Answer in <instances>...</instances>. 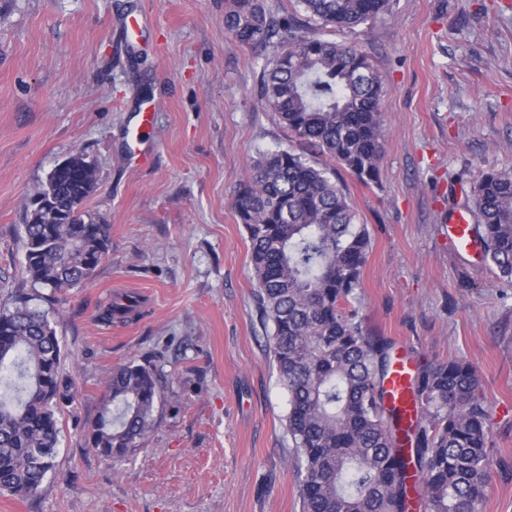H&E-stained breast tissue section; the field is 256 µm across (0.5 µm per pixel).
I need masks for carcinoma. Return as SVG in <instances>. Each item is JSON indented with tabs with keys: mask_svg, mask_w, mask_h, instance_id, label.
Here are the masks:
<instances>
[{
	"mask_svg": "<svg viewBox=\"0 0 512 512\" xmlns=\"http://www.w3.org/2000/svg\"><path fill=\"white\" fill-rule=\"evenodd\" d=\"M312 18L353 28L389 11V0H297ZM224 29L242 45L276 51L259 101L278 114L303 151L259 155L234 195L248 230L256 298L272 323L270 351L288 392L292 466L301 512H408L417 490L426 512H482L491 461L489 408L475 368L463 358L419 365L411 389L417 419L404 425L386 383L392 344L367 333L352 309L370 249L343 188L307 153L337 161L375 183L384 140L382 80L352 45L308 33L291 16L267 15L262 0H227ZM38 193L72 212L96 187L69 172ZM484 256L512 284V171L490 170L473 188ZM23 225L26 277L0 307V490L25 498L56 470L62 408L76 395L50 316L62 292L91 282L110 246V228ZM157 369L130 361L112 371L87 437L122 459L155 426Z\"/></svg>",
	"mask_w": 512,
	"mask_h": 512,
	"instance_id": "obj_1",
	"label": "carcinoma"
}]
</instances>
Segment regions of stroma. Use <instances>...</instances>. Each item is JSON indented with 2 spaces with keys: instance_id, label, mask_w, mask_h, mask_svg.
Returning a JSON list of instances; mask_svg holds the SVG:
<instances>
[{
  "instance_id": "stroma-1",
  "label": "stroma",
  "mask_w": 512,
  "mask_h": 512,
  "mask_svg": "<svg viewBox=\"0 0 512 512\" xmlns=\"http://www.w3.org/2000/svg\"><path fill=\"white\" fill-rule=\"evenodd\" d=\"M142 17L141 44L125 38ZM384 77L377 183L335 160L372 244L355 308L364 329L418 362L477 369L493 460L483 512H512V288L448 244L450 208H472L489 170H512V0H391L352 30ZM271 50L224 30V0H0V304L24 276L30 200L74 153L94 164L86 207L111 227L92 281L65 292L55 328L77 385L58 466L39 495L0 512H300L248 233L232 205L258 154L297 148L258 102ZM155 105L150 158L128 142ZM135 302L105 320L111 304ZM156 364V426L124 459L86 442L114 367Z\"/></svg>"
}]
</instances>
